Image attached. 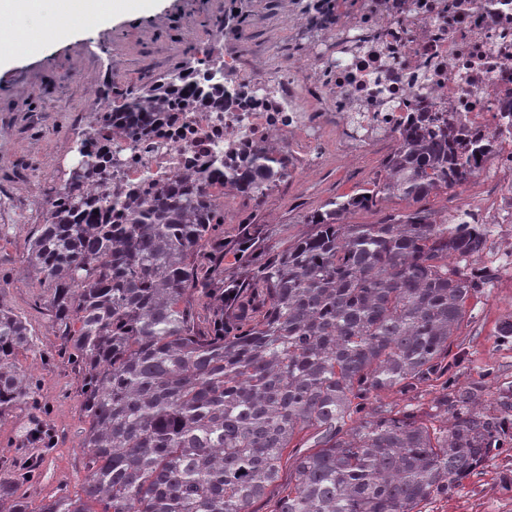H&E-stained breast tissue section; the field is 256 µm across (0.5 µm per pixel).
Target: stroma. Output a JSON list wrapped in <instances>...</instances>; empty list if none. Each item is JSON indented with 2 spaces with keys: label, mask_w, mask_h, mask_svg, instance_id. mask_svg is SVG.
I'll list each match as a JSON object with an SVG mask.
<instances>
[{
  "label": "stroma",
  "mask_w": 512,
  "mask_h": 512,
  "mask_svg": "<svg viewBox=\"0 0 512 512\" xmlns=\"http://www.w3.org/2000/svg\"><path fill=\"white\" fill-rule=\"evenodd\" d=\"M317 0H133L132 15L113 14L93 29H74L47 42L30 56L6 47L0 63V196L15 197L31 211L27 224L0 226V295L32 325L42 346L58 345L44 306L48 283L28 271L29 240L44 222L42 189L57 164L74 166L76 147L98 113L136 96L159 76L193 65L199 50L224 57L228 47L247 46L258 60L287 58L288 36L302 18L315 12ZM380 146L345 157L327 148L316 156L313 174L290 171L258 201L238 197L224 216V276L243 278L236 241L249 228L259 247L287 246L308 228V218L329 199L370 186L390 155ZM482 184L464 182L420 203L441 217L481 204ZM469 315L450 347L463 377L479 379L494 368L500 381L512 383V341H501V323L512 319V279L502 278L468 303ZM19 361L39 378L49 404L55 446L45 452L44 477L26 489L30 512L65 488L81 489L87 472L80 446L85 426L80 375L64 361L41 363L34 352ZM512 456H498L480 467L447 496L422 503L421 512H459L476 499L480 487L494 486Z\"/></svg>",
  "instance_id": "35a3bbf8"
}]
</instances>
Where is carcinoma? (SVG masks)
<instances>
[{
    "instance_id": "obj_1",
    "label": "carcinoma",
    "mask_w": 512,
    "mask_h": 512,
    "mask_svg": "<svg viewBox=\"0 0 512 512\" xmlns=\"http://www.w3.org/2000/svg\"><path fill=\"white\" fill-rule=\"evenodd\" d=\"M197 68L158 77L102 112L28 246V268L48 281L46 301L64 358L82 379L86 427L81 491L62 490L40 512H251L279 478L273 512H419L490 457L512 453V385L493 371L461 381L448 361L467 301L490 276L469 266L494 235L470 213L436 219L424 209L381 224L344 214L390 197L418 203L469 179L478 145L421 116L398 132L372 187L329 199L287 248L238 244L244 280L224 279V212L203 185L261 199L288 176L270 148L224 167L179 175L135 198L112 222L104 185L112 134L128 145L175 116L170 102L220 107L199 83L224 64L208 51ZM208 277H201L202 263ZM246 289L264 297L242 318ZM36 349L27 320L0 296V418L23 405L29 422L0 481V512H28L15 485L32 484L51 448L40 380L17 363ZM439 383L431 412L382 410L371 398ZM313 431V444L294 443Z\"/></svg>"
}]
</instances>
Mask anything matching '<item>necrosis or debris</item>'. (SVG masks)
I'll return each instance as SVG.
<instances>
[{
  "mask_svg": "<svg viewBox=\"0 0 512 512\" xmlns=\"http://www.w3.org/2000/svg\"><path fill=\"white\" fill-rule=\"evenodd\" d=\"M365 9L306 16L290 65L224 62L220 112L194 105L133 149L112 153V196L127 201L145 174L169 181L271 143L312 170L328 131L353 156L393 138L412 113L481 139L473 179L492 176L479 224L512 225V0H365ZM362 117L372 135H358Z\"/></svg>",
  "mask_w": 512,
  "mask_h": 512,
  "instance_id": "necrosis-or-debris-1",
  "label": "necrosis or debris"
}]
</instances>
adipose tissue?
Instances as JSON below:
<instances>
[{
	"instance_id": "obj_1",
	"label": "adipose tissue",
	"mask_w": 512,
	"mask_h": 512,
	"mask_svg": "<svg viewBox=\"0 0 512 512\" xmlns=\"http://www.w3.org/2000/svg\"><path fill=\"white\" fill-rule=\"evenodd\" d=\"M65 0H0V43L14 35V25L20 20L32 21L27 32L29 50L49 38L58 37L67 31L69 24L96 25L100 19L113 12L123 10L124 0H75L71 23L60 20Z\"/></svg>"
}]
</instances>
